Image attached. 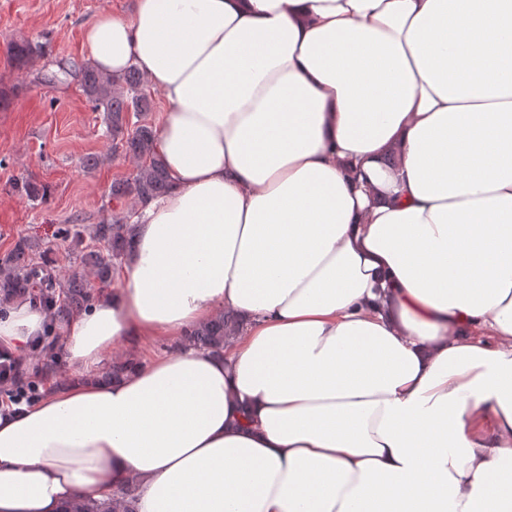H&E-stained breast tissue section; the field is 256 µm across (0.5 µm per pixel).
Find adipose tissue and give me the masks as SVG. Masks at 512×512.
<instances>
[{
	"mask_svg": "<svg viewBox=\"0 0 512 512\" xmlns=\"http://www.w3.org/2000/svg\"><path fill=\"white\" fill-rule=\"evenodd\" d=\"M83 39L161 93L170 188L67 323L84 382L0 412V512H512V0H134ZM224 310L223 356L102 378ZM173 343L165 338H153L142 341H124L112 348V353L108 356L106 367L112 363L107 375L119 377L127 369L128 363L124 361L112 362L115 358H130L140 362H147L156 357L167 354L172 348ZM137 489L134 484L117 488L108 499H79L67 512H136Z\"/></svg>",
	"mask_w": 512,
	"mask_h": 512,
	"instance_id": "adipose-tissue-1",
	"label": "adipose tissue"
}]
</instances>
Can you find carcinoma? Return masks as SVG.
Wrapping results in <instances>:
<instances>
[{"label": "carcinoma", "mask_w": 512, "mask_h": 512, "mask_svg": "<svg viewBox=\"0 0 512 512\" xmlns=\"http://www.w3.org/2000/svg\"><path fill=\"white\" fill-rule=\"evenodd\" d=\"M43 52V43L37 39L16 42L11 48L12 59L20 67ZM71 77L80 82L94 109L102 113L114 150L138 162L131 178L112 184V197L129 198L144 208L163 196L168 189V174L154 151L156 130L145 121L151 99L140 71L131 67L117 77L104 76L93 65L74 61L66 68L46 71L40 81L56 84ZM13 190L34 204L48 198L47 186L23 178L13 184ZM64 234L79 244L87 240L92 247L80 255L81 269L65 279L62 294L56 293L48 255L39 251L31 239L22 237L0 258V301L7 303L18 297L40 299L50 304L52 324H63L74 313L92 304L94 288L112 284L114 261L123 258L131 247L128 219L117 217L99 224H72L64 229ZM239 328L240 318L223 312L192 330L184 342L187 346L221 355ZM136 499V486L128 484L117 488L108 499H79L72 503L68 512H135Z\"/></svg>", "instance_id": "1"}]
</instances>
